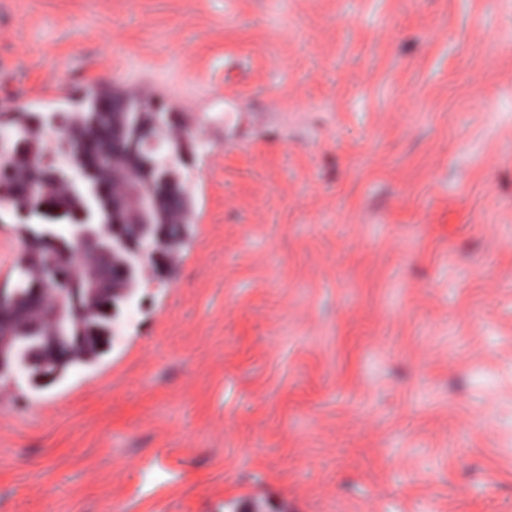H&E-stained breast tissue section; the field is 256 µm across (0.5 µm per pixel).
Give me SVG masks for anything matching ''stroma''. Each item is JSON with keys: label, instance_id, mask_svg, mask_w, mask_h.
<instances>
[{"label": "stroma", "instance_id": "1", "mask_svg": "<svg viewBox=\"0 0 512 512\" xmlns=\"http://www.w3.org/2000/svg\"><path fill=\"white\" fill-rule=\"evenodd\" d=\"M105 82L195 222L0 396V512H512V0H0V118Z\"/></svg>", "mask_w": 512, "mask_h": 512}]
</instances>
